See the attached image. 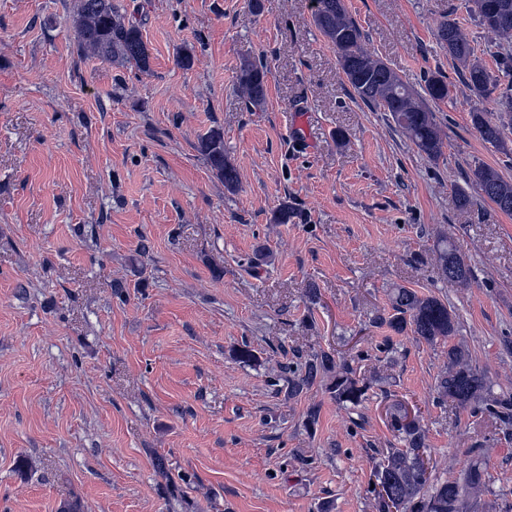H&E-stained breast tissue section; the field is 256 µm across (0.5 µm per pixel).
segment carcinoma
<instances>
[{"mask_svg":"<svg viewBox=\"0 0 512 512\" xmlns=\"http://www.w3.org/2000/svg\"><path fill=\"white\" fill-rule=\"evenodd\" d=\"M464 7L479 23L499 37V44H512V0H464ZM313 18L336 50L341 69L356 97L364 104L390 113L396 126L418 152L435 159L442 154L443 133L428 102L448 99V81L441 75L424 80L417 92L397 76L366 44V37L349 14L345 0H314ZM75 41L81 52L118 66L150 70V56L143 40L141 21L127 14L115 0H77ZM437 40L448 55L463 67L462 78L478 105L470 111L471 125L480 139L494 147L504 144L505 129L512 130V93L499 90L497 76L474 58V48L453 17L437 31ZM269 68L260 58L241 64L238 90L246 106L265 103ZM199 150L215 175L230 190L239 185V173L224 155V134L212 129L199 140ZM483 201L500 213L512 215V181L494 169L476 163L466 174ZM439 277L450 285L467 287L473 270L452 241L443 238L434 258ZM392 314L388 327L402 333L411 330L428 344L456 335V316L448 303L433 296H420L411 288H394L389 294ZM334 373L330 390L336 399L360 405L368 385L354 376L346 359L335 361L320 351L307 355L301 368L288 377L289 393H298L320 374ZM438 398L465 407L484 404L501 423L512 427V392H493L486 374L472 366L461 344L448 346V368L436 385ZM393 429L402 436L403 448H388L376 467V478L384 492L372 504L375 512H470L486 487L485 471L477 462L458 478L435 482L421 450L427 446V430L420 420L408 418L401 405L392 407Z\"/></svg>","mask_w":512,"mask_h":512,"instance_id":"carcinoma-1","label":"carcinoma"}]
</instances>
